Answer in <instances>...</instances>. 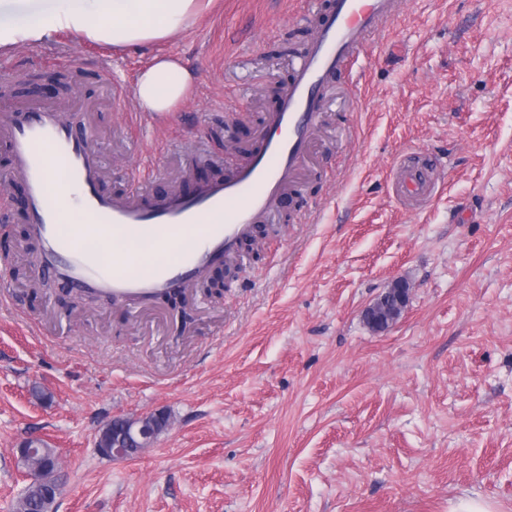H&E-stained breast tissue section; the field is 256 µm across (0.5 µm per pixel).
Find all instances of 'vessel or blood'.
<instances>
[{"instance_id":"obj_1","label":"vessel or blood","mask_w":512,"mask_h":512,"mask_svg":"<svg viewBox=\"0 0 512 512\" xmlns=\"http://www.w3.org/2000/svg\"><path fill=\"white\" fill-rule=\"evenodd\" d=\"M397 7L398 0H334L333 14L317 24L307 50L294 63L254 153L224 180L190 197L172 193L145 205L134 192L105 195L100 190L102 152L91 130L68 125L50 107L1 112L0 137L9 147L12 177L26 186L30 242L44 269L63 276L70 287L122 303L187 287L235 257L304 168L328 78L391 20ZM435 190L431 165L418 157L403 162L398 183L403 205L422 206ZM68 208L79 223H66ZM82 237L118 238L126 248L94 257L79 245ZM158 240L167 245L163 257L135 261L139 248Z\"/></svg>"}]
</instances>
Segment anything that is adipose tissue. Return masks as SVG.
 <instances>
[{"label": "adipose tissue", "mask_w": 512, "mask_h": 512, "mask_svg": "<svg viewBox=\"0 0 512 512\" xmlns=\"http://www.w3.org/2000/svg\"><path fill=\"white\" fill-rule=\"evenodd\" d=\"M52 14L32 12L16 27L0 28V52L18 41L36 42L60 30L115 49L167 38L195 23L203 0H55ZM194 85L192 73L174 58H157L134 87L144 112L173 111Z\"/></svg>", "instance_id": "ef3b65f1"}]
</instances>
